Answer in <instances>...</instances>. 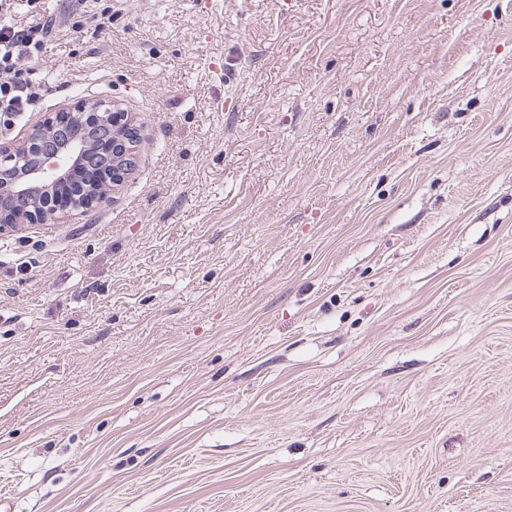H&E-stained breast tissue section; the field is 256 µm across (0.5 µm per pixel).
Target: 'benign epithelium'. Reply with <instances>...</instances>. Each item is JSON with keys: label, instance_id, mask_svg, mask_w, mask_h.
<instances>
[{"label": "benign epithelium", "instance_id": "obj_1", "mask_svg": "<svg viewBox=\"0 0 512 512\" xmlns=\"http://www.w3.org/2000/svg\"><path fill=\"white\" fill-rule=\"evenodd\" d=\"M0 117V235L95 211L133 170L140 135L128 114L106 100L80 99L35 126L21 142ZM78 200L71 186L91 171Z\"/></svg>", "mask_w": 512, "mask_h": 512}]
</instances>
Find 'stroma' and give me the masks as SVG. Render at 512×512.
I'll return each mask as SVG.
<instances>
[{
	"label": "stroma",
	"mask_w": 512,
	"mask_h": 512,
	"mask_svg": "<svg viewBox=\"0 0 512 512\" xmlns=\"http://www.w3.org/2000/svg\"><path fill=\"white\" fill-rule=\"evenodd\" d=\"M81 19L72 30L69 16ZM128 112L0 236L13 512H512V0H12Z\"/></svg>",
	"instance_id": "35a3bbf8"
}]
</instances>
